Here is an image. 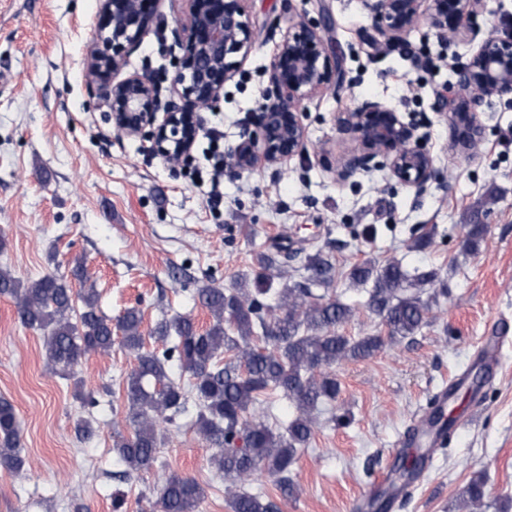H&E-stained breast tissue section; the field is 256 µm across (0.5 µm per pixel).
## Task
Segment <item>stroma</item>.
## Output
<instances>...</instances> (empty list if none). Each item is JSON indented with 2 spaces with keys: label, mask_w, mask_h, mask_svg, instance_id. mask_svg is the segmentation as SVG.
<instances>
[{
  "label": "stroma",
  "mask_w": 512,
  "mask_h": 512,
  "mask_svg": "<svg viewBox=\"0 0 512 512\" xmlns=\"http://www.w3.org/2000/svg\"><path fill=\"white\" fill-rule=\"evenodd\" d=\"M100 0H0V266L29 280L68 275L74 258L99 292L109 317L138 307L144 327L161 316L211 317L193 299L210 282L232 287L251 274L262 252H296L283 282L306 283L302 254L322 249L335 267L330 287H314L352 308L341 334L385 337L367 360L331 367L339 392L313 415V434L280 487L261 475L250 492H264L276 512H373L370 498L391 469L425 455L408 497L388 512H506L512 505V97L479 108L482 141L472 151L448 148L447 118L436 94L469 62L475 44L442 43L428 24L407 41L432 65L416 67L401 48L373 51L365 43L372 20L362 0H250L253 24L290 18L333 24L324 35L340 56L349 85L305 102L300 118L305 151L281 164L225 173L224 199L213 204L186 166L151 153L148 142L116 131L107 105L85 79L96 41ZM184 0H161L159 18L128 58L124 75L151 74L162 98L174 95L173 30ZM275 41L258 35L221 100L205 112L206 126L235 147L262 103ZM377 99L416 121L437 176L421 190L385 167L336 177L339 151L351 137L338 113ZM486 224L479 251L465 244L470 220ZM431 235V244L415 240ZM394 259L410 271L437 272L448 295L414 336L388 339L369 312L365 287L348 273L368 260ZM504 342L499 363L481 360L485 338ZM134 357L120 346L82 365L85 391L99 401L96 428L77 439L84 411L71 380L46 368L42 332L24 327L12 302L0 297V396L16 409L24 474L0 471V512H141L168 477H185L206 491L198 512H229L224 481L209 458L215 447L189 420L169 427L149 471L123 478L112 450L113 431L130 432L122 379ZM485 385L472 391L475 372ZM453 389L456 428L444 445L424 453L409 440L429 412L433 394ZM485 480L482 506L465 507L460 494Z\"/></svg>",
  "instance_id": "stroma-1"
}]
</instances>
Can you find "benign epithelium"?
Here are the masks:
<instances>
[{
	"mask_svg": "<svg viewBox=\"0 0 512 512\" xmlns=\"http://www.w3.org/2000/svg\"><path fill=\"white\" fill-rule=\"evenodd\" d=\"M159 2L101 0L87 77L107 102L115 129L147 139L155 155L173 163L191 154L203 126L201 113L224 95V85L248 58L258 32L249 21L248 0H187V18L174 33L182 51L173 77L178 90L164 101L147 73L115 80L129 52L155 23ZM421 6L422 0H364L378 35L375 46L403 45L423 20L450 45L465 38L476 40L477 31L467 21L481 11L482 0H431L426 13ZM328 23L327 17L299 18L280 33L263 93L265 103L253 117L257 132H244L232 152L231 171L279 163L304 152L302 102L340 86V60L324 43ZM454 75L456 80L438 96L439 109L448 113L450 146L470 149L484 133L478 108L492 97L512 95V41L483 39ZM337 125L355 141L337 162L339 179L366 171L381 159L392 176L417 190L435 179L434 159L421 145L418 126L386 103L365 99L352 111L339 113Z\"/></svg>",
	"mask_w": 512,
	"mask_h": 512,
	"instance_id": "7a95c632",
	"label": "benign epithelium"
}]
</instances>
